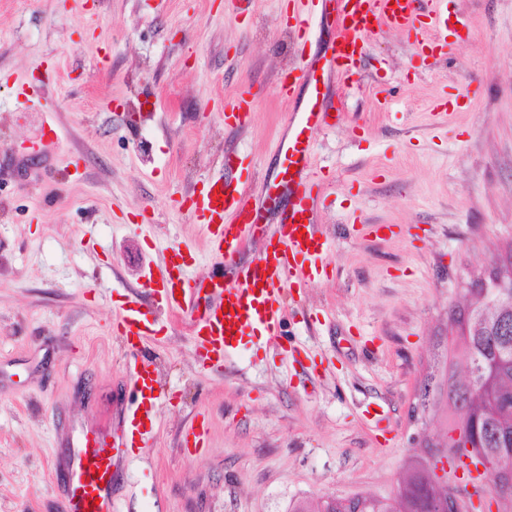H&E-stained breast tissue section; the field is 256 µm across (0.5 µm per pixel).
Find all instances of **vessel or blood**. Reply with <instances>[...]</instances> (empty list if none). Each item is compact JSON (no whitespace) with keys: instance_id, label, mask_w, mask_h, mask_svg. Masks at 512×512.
Segmentation results:
<instances>
[{"instance_id":"obj_1","label":"vessel or blood","mask_w":512,"mask_h":512,"mask_svg":"<svg viewBox=\"0 0 512 512\" xmlns=\"http://www.w3.org/2000/svg\"><path fill=\"white\" fill-rule=\"evenodd\" d=\"M422 10L418 0H318L315 14L293 9V29L308 39L315 25L329 27L332 35L320 58L302 62L280 77L274 87L278 98L293 103L288 135L277 145L278 168L265 186L264 200L254 199L245 186L224 180L208 182L189 197V210L201 224L211 253L223 258L233 278L218 291L202 290L188 275L180 243H171L153 279L157 302L174 313L199 309L192 322L196 350L213 363H224L255 336L266 346H284V295L292 286L305 287L319 276L327 241L317 228L323 178L316 172L309 147L311 138L329 125L332 110L327 85L332 75L348 73L366 51L376 31L391 28L413 33L418 48L432 46L448 32L446 0H433ZM255 108L251 92L244 91L224 103V120L238 126L249 122ZM263 245L249 263L238 256L255 237ZM116 335L127 343H143L155 336L137 298H129L113 321ZM128 367L132 387L141 400L132 415L138 427L155 418L156 398L148 363L131 354ZM128 454L123 427L110 435L83 433L72 451L66 485L68 512H114L112 489L118 468ZM449 479H461L479 492L487 481L476 458L464 455L447 464Z\"/></svg>"}]
</instances>
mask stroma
Returning <instances> with one entry per match:
<instances>
[{
  "mask_svg": "<svg viewBox=\"0 0 512 512\" xmlns=\"http://www.w3.org/2000/svg\"><path fill=\"white\" fill-rule=\"evenodd\" d=\"M447 2L467 26L443 50L382 29L333 82L313 146L328 267L286 292L287 350L250 343L205 368L189 315L144 284L172 240L204 287L229 283L183 201L224 178L261 195L292 111L276 81L328 32L298 40L285 0H0V512H67L77 437L131 413L112 332L131 293L162 327L141 348L161 399L119 512L391 498L446 443L451 311L512 244V0ZM246 84L251 122L225 124ZM199 417L207 446L190 458Z\"/></svg>",
  "mask_w": 512,
  "mask_h": 512,
  "instance_id": "stroma-1",
  "label": "stroma"
}]
</instances>
